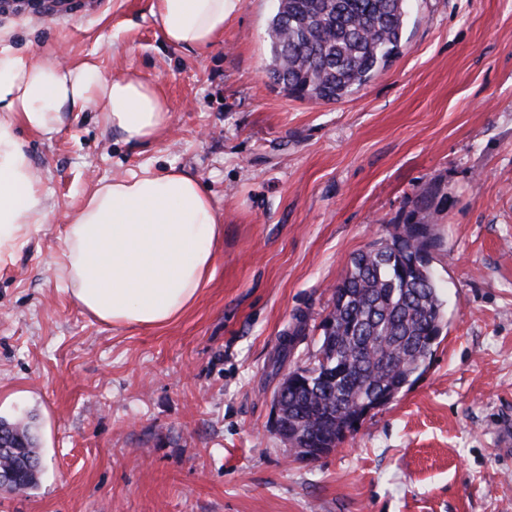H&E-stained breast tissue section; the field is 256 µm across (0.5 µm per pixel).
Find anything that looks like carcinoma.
Here are the masks:
<instances>
[{"label":"carcinoma","mask_w":512,"mask_h":512,"mask_svg":"<svg viewBox=\"0 0 512 512\" xmlns=\"http://www.w3.org/2000/svg\"><path fill=\"white\" fill-rule=\"evenodd\" d=\"M410 0H277L268 26L270 80L289 96L340 101L385 69L399 53ZM440 189L423 193L399 223L407 238L386 225L384 237L354 256L336 284L328 316L334 337L319 349L327 364L292 369L283 411L288 431L301 432L307 448H336L361 420L365 404L391 401L423 374L445 325V304L431 265L440 248L433 234ZM307 337V316H295L277 363ZM0 474L13 480L0 491L24 494L39 482L38 439L28 423L0 419Z\"/></svg>","instance_id":"cac0c4a2"}]
</instances>
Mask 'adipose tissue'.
<instances>
[{
    "label": "adipose tissue",
    "mask_w": 512,
    "mask_h": 512,
    "mask_svg": "<svg viewBox=\"0 0 512 512\" xmlns=\"http://www.w3.org/2000/svg\"><path fill=\"white\" fill-rule=\"evenodd\" d=\"M240 0H153L165 40L201 52L224 34ZM0 26V267L49 224L54 206L36 179L21 137L57 133L68 108L92 107L123 141L166 130L170 112L155 84L130 72L103 76L65 66L13 43ZM224 224L199 180L176 167L142 168L99 182L67 216L60 283L79 308L113 328L160 327L193 305L214 276Z\"/></svg>",
    "instance_id": "obj_1"
}]
</instances>
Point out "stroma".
<instances>
[{"label":"stroma","instance_id":"1","mask_svg":"<svg viewBox=\"0 0 512 512\" xmlns=\"http://www.w3.org/2000/svg\"><path fill=\"white\" fill-rule=\"evenodd\" d=\"M16 2V46L140 72L170 120L138 146L77 106L22 135L57 208L0 268V417L32 423L43 471L0 512H512V0H411L399 54L336 103L269 81L275 0H241L202 53L165 41L153 0ZM146 165L195 175L224 239L179 319L112 330L57 286L67 214ZM434 185L447 324L426 371L295 457L271 425L285 333L308 313L289 359L308 364L352 257Z\"/></svg>","mask_w":512,"mask_h":512}]
</instances>
